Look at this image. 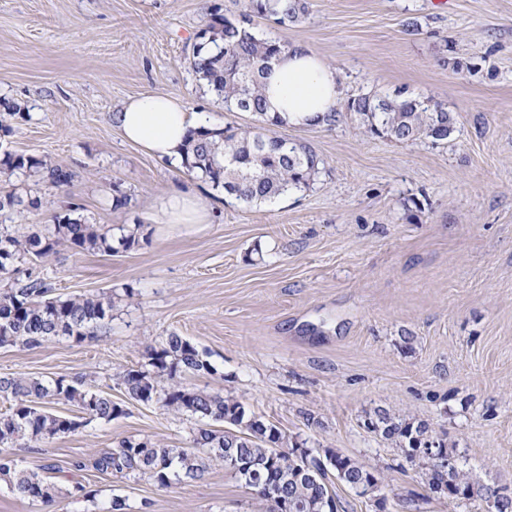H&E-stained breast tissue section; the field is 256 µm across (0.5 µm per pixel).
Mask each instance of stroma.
I'll return each mask as SVG.
<instances>
[{"label": "stroma", "mask_w": 512, "mask_h": 512, "mask_svg": "<svg viewBox=\"0 0 512 512\" xmlns=\"http://www.w3.org/2000/svg\"><path fill=\"white\" fill-rule=\"evenodd\" d=\"M235 0H0V98L20 115L0 153L73 175L0 183L40 210L0 212L24 231L76 211L136 230L128 249L58 246L34 268L70 296L104 293L112 321L81 343L0 348V375L76 377L123 406L119 417L19 449L88 498L45 505L0 485V512H260L231 472L161 488L141 474L102 475L101 453L125 439L188 445L195 419L128 400L119 376L175 332L209 354L191 385L240 401L286 445L331 448L376 470L388 512H484L431 494L394 442L366 422L385 412L424 422L483 484L512 492V0H309L280 30L331 67L344 96L404 91L447 106V142L370 138L353 116L274 127L324 161L309 188L262 205L225 200L181 165L123 140L112 114L152 92L181 97L215 126L225 111L190 66L213 7ZM198 193L209 223L164 224L170 189Z\"/></svg>", "instance_id": "1"}]
</instances>
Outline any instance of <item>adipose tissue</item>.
Returning <instances> with one entry per match:
<instances>
[{"label":"adipose tissue","instance_id":"1","mask_svg":"<svg viewBox=\"0 0 512 512\" xmlns=\"http://www.w3.org/2000/svg\"><path fill=\"white\" fill-rule=\"evenodd\" d=\"M267 112L283 124L320 126L327 113L335 111L342 96L336 72L311 48L295 43L276 57L264 81ZM112 119L124 138L158 159L181 160L189 131L210 127L202 112L188 110L184 102L164 93L130 99ZM166 224H205L206 204L179 190L159 203Z\"/></svg>","mask_w":512,"mask_h":512}]
</instances>
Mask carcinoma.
I'll list each match as a JSON object with an SVG mask.
<instances>
[{"instance_id":"1","label":"carcinoma","mask_w":512,"mask_h":512,"mask_svg":"<svg viewBox=\"0 0 512 512\" xmlns=\"http://www.w3.org/2000/svg\"><path fill=\"white\" fill-rule=\"evenodd\" d=\"M307 12V0H243L236 14H209L190 65L200 79L224 103L226 112H244L257 122L253 127L226 126L201 129L189 136L183 167L201 173L224 196L246 205L260 204L288 195L316 181L322 161L307 145L272 134L280 122L267 116L263 78L270 64L288 43L271 35H260L254 18L286 28ZM347 112L358 116L366 132L401 143L429 140L440 143L455 132L454 116L447 107L425 97L359 93L348 97ZM41 172L54 184L63 185L72 173L52 167L43 160L22 154L4 153L0 178ZM61 244L77 252H111L112 234L99 224H86L64 217L27 235L0 225V278L10 280L0 289V347H40L58 337L81 343L112 321V301L100 295L54 296L52 286L40 277L20 273L18 263L42 260ZM214 367L208 354L186 338L171 333L162 343L146 351L145 362L120 376L127 396L136 402L195 418L191 445L175 446L149 440L127 439L116 449L94 461L101 474L148 475L161 488L198 480L219 462L250 486L266 505V512H323V500L331 490L328 473L348 487L375 479L366 467L331 448L283 449L284 437L277 427L247 414L232 396L187 385V375L210 374ZM0 483L15 496L32 502L51 503L56 498L87 497L85 486L62 490L25 461L10 452L17 444L34 448L52 439L77 432L87 423L110 422L124 413L112 397L95 391L79 379L59 376L44 380L25 375H0ZM46 403L72 405L83 417H65L45 409ZM227 423L228 429L213 424ZM369 428L398 443L406 462L421 471L425 486L433 489L442 476L416 451L429 444L447 448L434 439L423 424L395 420L387 414L369 422ZM449 481L471 491L483 502L497 490L482 485L465 467ZM284 485L282 498L269 497L265 485Z\"/></svg>"}]
</instances>
